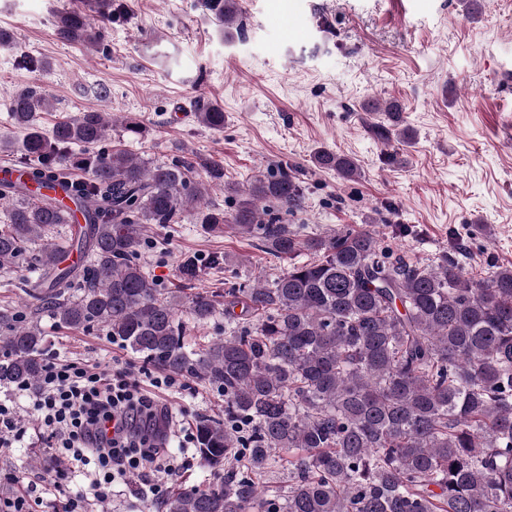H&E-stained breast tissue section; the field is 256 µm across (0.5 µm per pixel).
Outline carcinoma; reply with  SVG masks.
Masks as SVG:
<instances>
[{
    "label": "carcinoma",
    "instance_id": "1",
    "mask_svg": "<svg viewBox=\"0 0 512 512\" xmlns=\"http://www.w3.org/2000/svg\"><path fill=\"white\" fill-rule=\"evenodd\" d=\"M224 36L233 37L238 0H203ZM67 42L93 45L95 24L79 11L56 16ZM48 106L29 87L13 94L10 118L25 133L22 151L37 160L32 178L0 193V271L25 256L44 287L28 291L30 313L0 309V385L38 386L46 316L69 330L107 328L112 339L162 371L224 393V421L196 424L197 453L219 481L178 491L161 512H512V267L468 277L443 254L423 265L381 245L368 227L327 234L265 219L275 205L303 204L294 173L282 168L250 182L233 224L288 269L252 286L211 293L162 288L136 253L151 224L188 215L216 228L224 213L201 209L206 184L187 177L177 157L148 163L125 151L89 154L119 120L81 112L50 132L37 124ZM208 128L224 111L196 104ZM317 161L349 178L355 161L322 150ZM70 162L90 180L67 187L73 207L44 194V180ZM74 233L87 265H63L55 243ZM310 259L296 261L301 255ZM201 273L182 259L180 279ZM197 324L224 317L229 334L195 352L181 314ZM288 454V481L259 478Z\"/></svg>",
    "mask_w": 512,
    "mask_h": 512
}]
</instances>
